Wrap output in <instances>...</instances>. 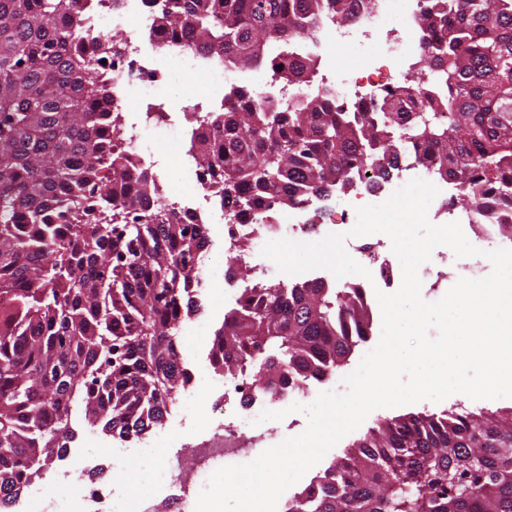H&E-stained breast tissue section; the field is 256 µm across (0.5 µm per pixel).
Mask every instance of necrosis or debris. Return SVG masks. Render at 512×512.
Wrapping results in <instances>:
<instances>
[{"label": "necrosis or debris", "instance_id": "4bbe7bcc", "mask_svg": "<svg viewBox=\"0 0 512 512\" xmlns=\"http://www.w3.org/2000/svg\"><path fill=\"white\" fill-rule=\"evenodd\" d=\"M80 6L87 12L84 39L98 38L107 24L125 31L119 54L105 65L112 75V106L128 115L117 137L127 149L132 169L153 170L157 160L139 147L143 129L180 126L182 142L187 145L202 118L200 110L192 107L186 108L181 117H174L164 102L152 95V88L168 76L166 58L184 62L196 76L204 78L229 72L230 66L218 61L216 54L189 49L185 42L169 43L150 20V0H80ZM425 6L426 0H354L349 20L321 18L310 34L288 46L293 57L312 58L320 64V75L313 83L282 85L275 83L268 72L255 70L248 72L242 87L265 104L282 105L330 92L347 108L371 111L383 95L412 80L413 59L421 54V37L414 22ZM371 45L377 46V53L359 57L356 66L342 80H332L340 50ZM163 200L185 221L202 224L206 221L203 210L214 197L207 177L199 172L192 193L171 192ZM319 214L318 202L313 199L285 215L258 211L247 221L233 225L232 232L238 237L278 240L287 237L316 242L330 232L329 227L320 223ZM259 414L255 406L233 409L222 426L224 445L220 448L203 443L187 453L173 433L166 434L163 443L167 453L181 457L203 485L217 469L227 466L229 454L251 461L278 444L279 430L274 422L255 426ZM144 454L139 438L122 439L119 447L111 451L115 479L99 485L84 479L92 452L86 448L69 450L63 465L49 476L59 486V495L48 501L40 494H32L26 512H140V494L122 492L118 477Z\"/></svg>", "mask_w": 512, "mask_h": 512}]
</instances>
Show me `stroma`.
Instances as JSON below:
<instances>
[{
  "label": "stroma",
  "mask_w": 512,
  "mask_h": 512,
  "mask_svg": "<svg viewBox=\"0 0 512 512\" xmlns=\"http://www.w3.org/2000/svg\"><path fill=\"white\" fill-rule=\"evenodd\" d=\"M140 147L153 153L160 167L156 179L162 191L176 190L182 193L193 191L194 174L198 168L196 159H185L181 156V140L176 132L160 133L145 131ZM265 245L264 239L249 240L245 247H231L224 233H214L204 252V281L200 290L203 310L192 316L181 325L178 336L180 350L187 367L193 374H206L212 379L208 388L196 385L188 386L182 391L162 424L163 430L180 429L185 450H192L198 434L211 433L213 441L223 443L224 435L214 432L213 427L224 420L223 412L213 411V404L224 398V390L233 386L235 379L229 375L216 374L208 359L211 340L224 321V314L234 307L235 298L240 286H253L262 279L281 280L278 269L260 273L251 258L260 254ZM461 263L454 252L446 246L437 247L429 261L420 265L418 275L422 282L421 294L425 301L434 302L441 299L455 284L460 273ZM236 268L238 276L235 285L224 283V275L228 268ZM447 271L448 277L442 283H435L436 271ZM512 407V398L495 400H473L463 394H454L440 402L423 400L414 404L380 408L372 411L366 418L365 427H372L378 421L404 415L407 413H438L446 409L465 408L471 411L497 410Z\"/></svg>",
  "instance_id": "1"
}]
</instances>
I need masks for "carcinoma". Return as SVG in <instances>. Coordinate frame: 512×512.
Instances as JSON below:
<instances>
[{"label": "carcinoma", "mask_w": 512, "mask_h": 512, "mask_svg": "<svg viewBox=\"0 0 512 512\" xmlns=\"http://www.w3.org/2000/svg\"><path fill=\"white\" fill-rule=\"evenodd\" d=\"M163 0L156 22L199 51L274 81H313L316 64L277 46L320 14L347 20L349 0ZM84 14L68 0H0V474L30 485L45 450L66 453L74 406L113 437L162 424L191 382L177 329L201 311L204 224H188L132 172L113 143L120 113L87 51ZM422 62L448 93L389 94L378 112H346L330 95L271 107L234 87L191 151L232 220L387 180L405 155L460 185L472 211L512 217V0H428ZM364 288L324 280L259 282L224 315L215 372L248 389L288 391L333 372L366 341ZM287 512H512V408L410 413L354 440Z\"/></svg>", "instance_id": "cac0c4a2"}]
</instances>
